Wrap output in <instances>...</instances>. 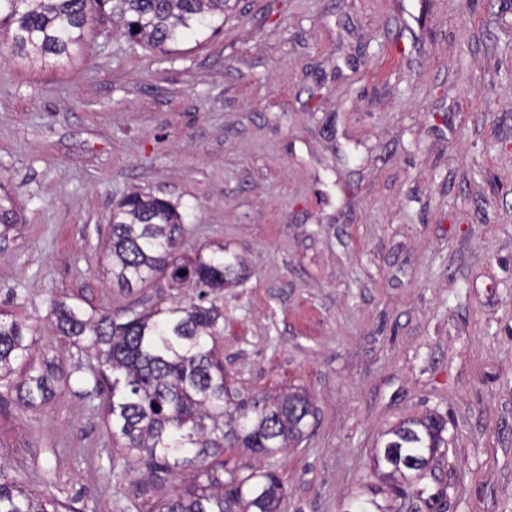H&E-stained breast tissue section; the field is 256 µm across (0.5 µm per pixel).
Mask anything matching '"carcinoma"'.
Segmentation results:
<instances>
[{
    "mask_svg": "<svg viewBox=\"0 0 512 512\" xmlns=\"http://www.w3.org/2000/svg\"><path fill=\"white\" fill-rule=\"evenodd\" d=\"M230 0H0V31L7 48L44 65L74 58L95 27L110 22L124 35L160 53L187 37H205L224 27ZM16 221L15 202L0 192V234ZM187 228L175 205L141 193L128 194L112 211L109 267L112 284L130 291L157 276L194 296L164 309L133 312L123 322L80 301L55 299L46 318L56 335L84 355L80 369L92 381L87 396L101 397L108 441L163 483L191 470L174 494L147 512H280L285 489L278 475L251 469L224 480L209 466L231 448L272 457L299 444L316 408L309 395L243 397L226 385L216 341L224 313L205 298L245 278V262L219 245L192 256L179 254ZM38 327L0 312V381L17 374L8 390L31 409L69 388L59 359L33 355ZM447 420L438 414L400 422L373 456L374 474L403 499L423 490L417 481L445 445ZM65 505L38 497L4 473L0 464V512H61Z\"/></svg>",
    "mask_w": 512,
    "mask_h": 512,
    "instance_id": "cac0c4a2",
    "label": "carcinoma"
}]
</instances>
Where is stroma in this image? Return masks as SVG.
<instances>
[{
	"instance_id": "stroma-1",
	"label": "stroma",
	"mask_w": 512,
	"mask_h": 512,
	"mask_svg": "<svg viewBox=\"0 0 512 512\" xmlns=\"http://www.w3.org/2000/svg\"><path fill=\"white\" fill-rule=\"evenodd\" d=\"M0 308L43 326L64 294L115 314L177 297L105 282L113 206H178L185 254L221 241L247 278L215 298L243 395L309 391L308 437L225 472L276 471L281 512H347L382 432L435 412L447 443L396 512H512V0H237L168 54L110 26L40 67L0 53ZM37 410L0 388V463L70 512H144L151 483L104 439L79 356ZM95 449L94 461L84 451Z\"/></svg>"
}]
</instances>
